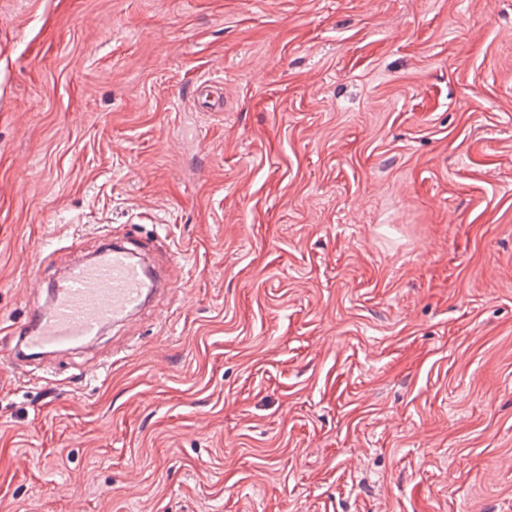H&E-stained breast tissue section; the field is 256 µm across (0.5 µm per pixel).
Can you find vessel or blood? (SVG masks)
Instances as JSON below:
<instances>
[{"instance_id": "1", "label": "vessel or blood", "mask_w": 512, "mask_h": 512, "mask_svg": "<svg viewBox=\"0 0 512 512\" xmlns=\"http://www.w3.org/2000/svg\"><path fill=\"white\" fill-rule=\"evenodd\" d=\"M150 242L115 243L72 262L52 286L36 287L8 352L12 369L94 342L106 325L128 321L155 299L173 296L181 267L155 268Z\"/></svg>"}]
</instances>
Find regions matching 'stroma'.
<instances>
[{
	"instance_id": "1",
	"label": "stroma",
	"mask_w": 512,
	"mask_h": 512,
	"mask_svg": "<svg viewBox=\"0 0 512 512\" xmlns=\"http://www.w3.org/2000/svg\"><path fill=\"white\" fill-rule=\"evenodd\" d=\"M109 235L176 302L0 366V512H512V0H0V357Z\"/></svg>"
}]
</instances>
